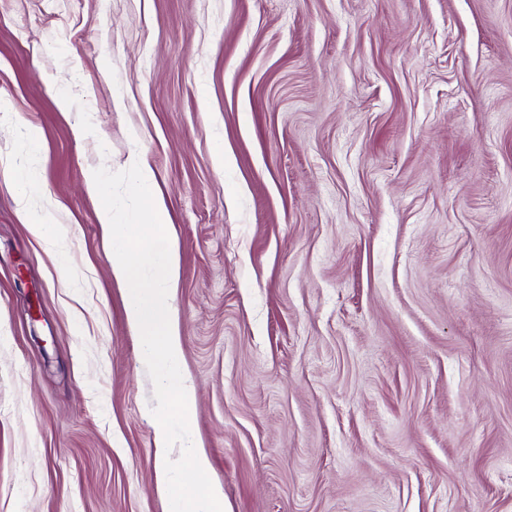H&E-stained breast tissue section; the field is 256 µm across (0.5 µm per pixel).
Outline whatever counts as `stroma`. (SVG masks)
<instances>
[{"label":"stroma","instance_id":"1","mask_svg":"<svg viewBox=\"0 0 512 512\" xmlns=\"http://www.w3.org/2000/svg\"><path fill=\"white\" fill-rule=\"evenodd\" d=\"M135 155L229 512H512V0H0V512H170Z\"/></svg>","mask_w":512,"mask_h":512}]
</instances>
